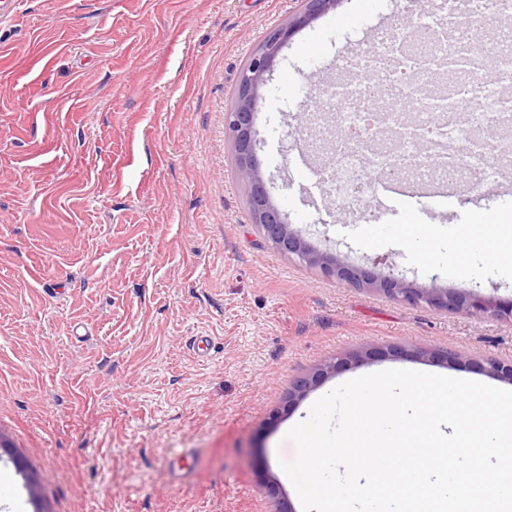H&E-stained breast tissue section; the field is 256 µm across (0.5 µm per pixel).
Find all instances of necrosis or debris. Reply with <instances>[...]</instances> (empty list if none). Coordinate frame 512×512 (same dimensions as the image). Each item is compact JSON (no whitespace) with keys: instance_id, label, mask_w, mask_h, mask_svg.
Masks as SVG:
<instances>
[{"instance_id":"1","label":"necrosis or debris","mask_w":512,"mask_h":512,"mask_svg":"<svg viewBox=\"0 0 512 512\" xmlns=\"http://www.w3.org/2000/svg\"><path fill=\"white\" fill-rule=\"evenodd\" d=\"M512 14V0H444L420 19L409 39L383 37L350 58L352 81L322 91V109L336 115L347 138L322 179L338 205L372 187L364 175L388 173L400 191L411 186L495 183L512 164L511 145H492L480 130L512 127V34L493 35L487 55L467 32L489 11Z\"/></svg>"}]
</instances>
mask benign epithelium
Returning <instances> with one entry per match:
<instances>
[{
  "mask_svg": "<svg viewBox=\"0 0 512 512\" xmlns=\"http://www.w3.org/2000/svg\"><path fill=\"white\" fill-rule=\"evenodd\" d=\"M303 6L284 25L272 29L250 56L240 74L236 99L225 113V130L231 140L240 179L251 192V212L265 241L280 254L319 270L322 276L352 288L372 289L412 306L449 312H465L475 317L512 320V299H496L477 293H459L435 285L417 288L394 273L384 257L363 266L350 264L338 257L320 253L305 239L302 231L288 223L256 164L258 144L254 114L260 88L283 48L309 22L335 9L343 0H301ZM489 375L512 384V361L490 360L483 367Z\"/></svg>",
  "mask_w": 512,
  "mask_h": 512,
  "instance_id": "benign-epithelium-1",
  "label": "benign epithelium"
}]
</instances>
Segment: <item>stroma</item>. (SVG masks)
Segmentation results:
<instances>
[{
    "instance_id": "1",
    "label": "stroma",
    "mask_w": 512,
    "mask_h": 512,
    "mask_svg": "<svg viewBox=\"0 0 512 512\" xmlns=\"http://www.w3.org/2000/svg\"><path fill=\"white\" fill-rule=\"evenodd\" d=\"M440 0H342L298 31L257 106V165L311 245L512 298V271L449 259L452 231L512 217V171L417 202L338 206L292 161L340 57ZM301 0H24L0 23V506L6 512H302L287 432L359 376L491 386L512 322L326 279L253 223L224 116L240 72ZM427 225L426 235L404 229ZM461 353L448 364L447 352ZM334 365L308 394L295 383ZM29 469L35 488L21 475Z\"/></svg>"
}]
</instances>
